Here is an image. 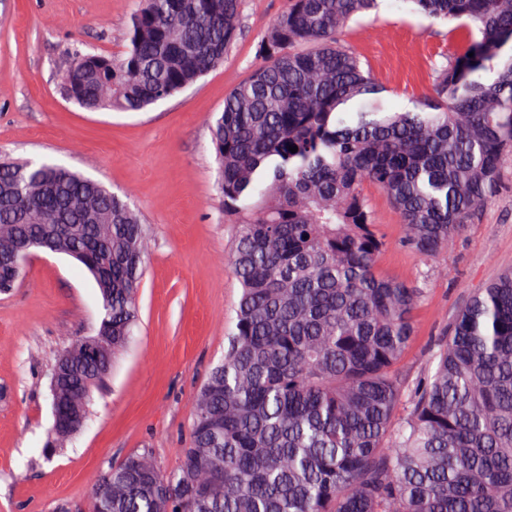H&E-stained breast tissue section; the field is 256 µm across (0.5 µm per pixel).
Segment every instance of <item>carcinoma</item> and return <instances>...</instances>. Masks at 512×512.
Listing matches in <instances>:
<instances>
[{
	"label": "carcinoma",
	"instance_id": "1",
	"mask_svg": "<svg viewBox=\"0 0 512 512\" xmlns=\"http://www.w3.org/2000/svg\"><path fill=\"white\" fill-rule=\"evenodd\" d=\"M377 2L288 0L211 123L241 286L234 326L179 464L145 449L109 467L112 512H512V270L470 298L433 369L407 381L426 289L378 270L386 241L363 192H384L400 243L430 257L492 201L512 149V0H402L458 22L466 45L394 112L386 82L340 40ZM241 30L242 0H144L125 55L76 52L64 92L139 112L222 65ZM26 237L85 267L112 325L110 355L80 337L54 364L67 370L62 413L86 420L139 319L150 239L101 183L0 160V293L22 277ZM76 435L51 426L40 455ZM201 470L219 473L204 495ZM104 475L90 507L107 498Z\"/></svg>",
	"mask_w": 512,
	"mask_h": 512
}]
</instances>
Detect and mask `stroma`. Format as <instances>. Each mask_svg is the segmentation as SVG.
Instances as JSON below:
<instances>
[{
    "label": "stroma",
    "instance_id": "stroma-1",
    "mask_svg": "<svg viewBox=\"0 0 512 512\" xmlns=\"http://www.w3.org/2000/svg\"><path fill=\"white\" fill-rule=\"evenodd\" d=\"M243 2V34L220 67L143 111L118 112L68 100L63 73L78 51L121 57L143 0H0V158L61 165L127 195L152 241L139 322L94 391L85 427L49 460L39 450L53 421V359L76 337L94 335L96 285L75 260L42 252L0 294V512H52L58 502L86 500L95 474L133 451L149 449L172 468L188 446L196 392L224 356L241 291L209 122L249 75L262 35L285 7ZM341 40L387 82L383 103L393 109L412 107L463 44L450 23L410 12L403 0H382ZM364 193L387 242L380 270L426 290L400 365L413 380L469 297L512 269V151L491 204L433 258L399 246V213L374 186Z\"/></svg>",
    "mask_w": 512,
    "mask_h": 512
}]
</instances>
